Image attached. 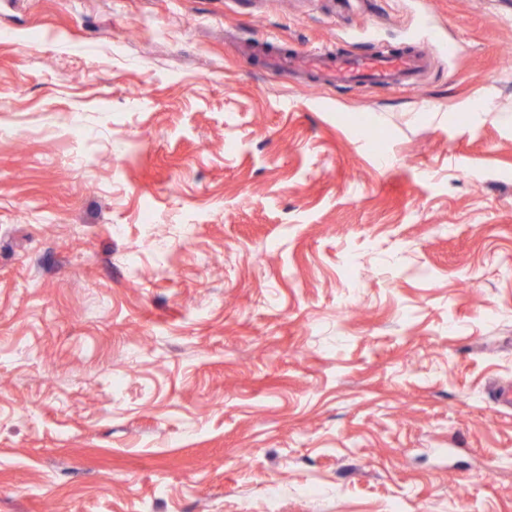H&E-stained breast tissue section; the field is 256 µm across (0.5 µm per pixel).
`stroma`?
<instances>
[{"label":"stroma","mask_w":512,"mask_h":512,"mask_svg":"<svg viewBox=\"0 0 512 512\" xmlns=\"http://www.w3.org/2000/svg\"><path fill=\"white\" fill-rule=\"evenodd\" d=\"M506 384L512 0H0V512H512ZM294 60L304 72L322 73L336 85L361 88H400L412 84L424 67L425 58L416 51L330 56L327 53L296 54Z\"/></svg>","instance_id":"stroma-1"}]
</instances>
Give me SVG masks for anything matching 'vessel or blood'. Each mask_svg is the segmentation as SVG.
Instances as JSON below:
<instances>
[{
  "label": "vessel or blood",
  "instance_id": "1",
  "mask_svg": "<svg viewBox=\"0 0 512 512\" xmlns=\"http://www.w3.org/2000/svg\"><path fill=\"white\" fill-rule=\"evenodd\" d=\"M294 60L304 72L323 74L334 85L362 88L409 86L426 63L415 51L344 56L317 52L295 55Z\"/></svg>",
  "mask_w": 512,
  "mask_h": 512
}]
</instances>
